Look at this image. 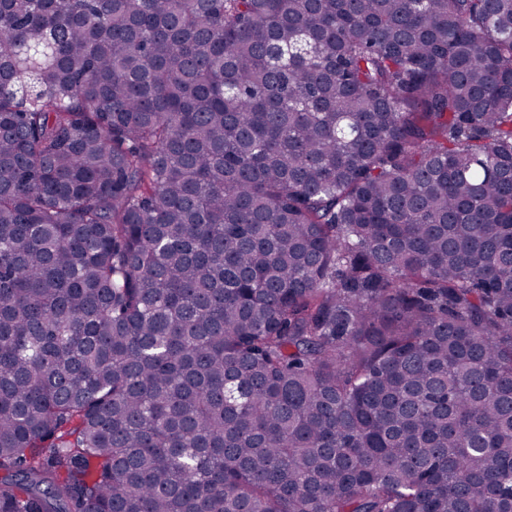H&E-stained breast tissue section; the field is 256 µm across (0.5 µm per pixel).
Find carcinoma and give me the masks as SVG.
<instances>
[{
  "label": "carcinoma",
  "instance_id": "1",
  "mask_svg": "<svg viewBox=\"0 0 512 512\" xmlns=\"http://www.w3.org/2000/svg\"><path fill=\"white\" fill-rule=\"evenodd\" d=\"M0 512H512V0H0Z\"/></svg>",
  "mask_w": 512,
  "mask_h": 512
}]
</instances>
